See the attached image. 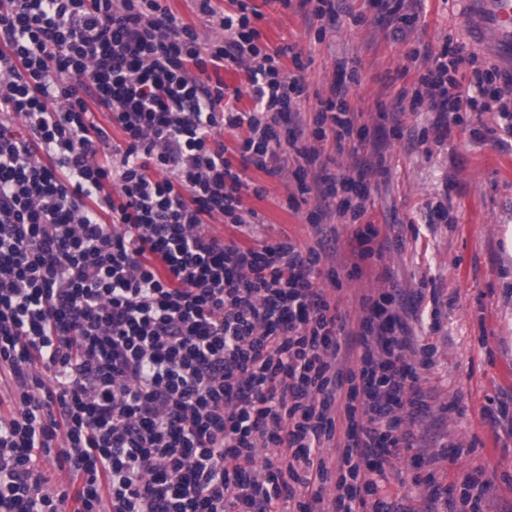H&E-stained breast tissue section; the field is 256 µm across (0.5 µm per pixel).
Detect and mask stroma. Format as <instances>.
<instances>
[{
  "label": "stroma",
  "mask_w": 512,
  "mask_h": 512,
  "mask_svg": "<svg viewBox=\"0 0 512 512\" xmlns=\"http://www.w3.org/2000/svg\"><path fill=\"white\" fill-rule=\"evenodd\" d=\"M346 2L363 14V23L329 29L320 43L306 11L284 8L280 0H253L261 14L255 26L269 45L302 50L312 96L328 95L338 59H359L352 102L367 123L375 121L378 106L394 104L427 53L448 41L469 42L464 0H425L419 20L398 32L378 23L380 0ZM434 119L431 112H404L401 138L381 139L387 171L372 179L367 206L381 233L400 225L405 246L364 263L363 276L345 286L342 308L356 315L360 296L389 279L430 290L419 307L421 320L411 327L435 347L426 387L436 460L416 470L398 462L390 491L408 492L417 507L439 493L435 507L444 512L443 494L469 473L491 482L485 512H512V145L493 140L496 112L467 115L466 130H453L444 142L420 141ZM255 179L267 189L264 199L245 200L263 219L255 235L314 243L304 218L308 205L288 207L290 176L259 173ZM430 203L442 205L446 217L429 223ZM453 401L459 410L450 409Z\"/></svg>",
  "instance_id": "1"
}]
</instances>
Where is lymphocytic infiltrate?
<instances>
[{
    "label": "lymphocytic infiltrate",
    "instance_id": "f902f5d3",
    "mask_svg": "<svg viewBox=\"0 0 512 512\" xmlns=\"http://www.w3.org/2000/svg\"><path fill=\"white\" fill-rule=\"evenodd\" d=\"M194 2L220 38L161 0H0V512H416L382 483L418 443L434 347L404 289L340 309L344 279L403 244L367 220L385 166L365 154L358 68L337 61L305 109L301 52L269 48L249 0ZM477 60L427 56L378 125L401 136L425 106L441 142L494 109L512 136V75ZM229 66L245 90L227 92ZM257 172L290 173V208L314 200V243L209 232L259 223ZM341 223L356 230L339 267ZM41 457L75 494L45 488Z\"/></svg>",
    "mask_w": 512,
    "mask_h": 512
}]
</instances>
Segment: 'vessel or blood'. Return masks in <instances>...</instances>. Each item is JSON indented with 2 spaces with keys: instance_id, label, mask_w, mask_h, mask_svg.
<instances>
[{
  "instance_id": "obj_1",
  "label": "vessel or blood",
  "mask_w": 512,
  "mask_h": 512,
  "mask_svg": "<svg viewBox=\"0 0 512 512\" xmlns=\"http://www.w3.org/2000/svg\"><path fill=\"white\" fill-rule=\"evenodd\" d=\"M472 44L512 74V0H468Z\"/></svg>"
}]
</instances>
